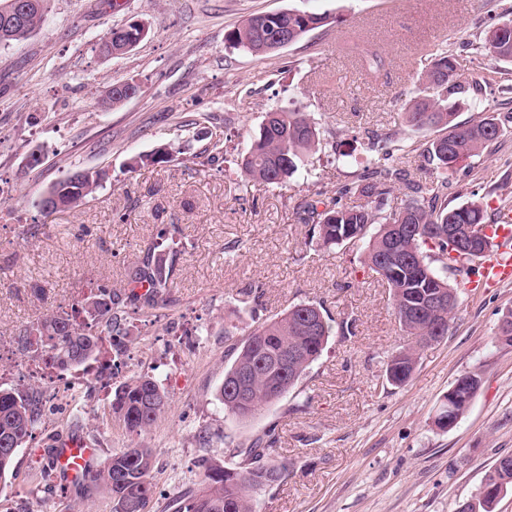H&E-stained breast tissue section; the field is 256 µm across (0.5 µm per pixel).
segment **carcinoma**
Returning <instances> with one entry per match:
<instances>
[{"instance_id":"obj_1","label":"carcinoma","mask_w":512,"mask_h":512,"mask_svg":"<svg viewBox=\"0 0 512 512\" xmlns=\"http://www.w3.org/2000/svg\"><path fill=\"white\" fill-rule=\"evenodd\" d=\"M28 10L21 23L0 28V46L27 39L39 30L46 17V0H22ZM288 32L301 40L312 30L327 24L325 13L288 9L279 12ZM252 16L225 33L228 47L245 50L255 56L276 53L273 42L261 36ZM137 27L129 23L108 33L114 57L130 52L131 36ZM477 55L490 54L512 63V18L499 20L483 30V37L471 44ZM131 86L116 81L108 88L101 105L115 109L129 100ZM469 88L461 81L460 63L446 48L431 53V61L419 77L416 94L404 112V121L415 130L442 127L446 133L433 138L426 149L427 161L446 172L465 159L479 155L484 148L507 133L495 116H487L470 125L455 123L456 112L448 105L452 96H466ZM322 148L320 126L309 112L271 110L266 113L259 135L240 157L238 167L245 179L277 187L288 180L307 158ZM104 173L76 168L50 186L39 206L46 214L71 210L94 196L103 187ZM448 182L436 180L423 184L402 175L394 166L392 155L382 153L381 162L357 180L332 190L306 195L295 206L300 223L313 226L318 244L323 248L353 245L362 254L364 265L378 274L391 290L398 322L409 337L388 362L387 380L401 386L409 381L419 352L432 345L429 336L448 335L449 321L457 307L458 291L468 283L458 273L468 276L475 269L465 268L471 257L461 253L448 240V225L467 224L478 239L475 251L486 253L492 243L483 229L490 221L481 201L470 199L448 207ZM400 191V205H391L395 191ZM359 197L363 202L348 204L344 199ZM397 246L407 254L420 256L396 268L386 264L387 255ZM177 254L150 246L143 257L128 267L123 288L98 284L90 290L92 303L78 302L71 311L53 313L24 331L17 338L18 350L34 354L60 368L80 367L98 360L104 342L102 334L90 331L101 326L109 336L127 334L124 321L134 314L144 322H154L159 310L172 303L170 288L174 283ZM433 296L443 300L429 310L426 303ZM322 315L323 323L312 328L309 317ZM332 319L321 304L301 302L282 313L267 317L244 332V339L231 347L233 360L224 367V382L219 401L224 412L240 422H250L264 409L278 403L300 384L332 336ZM242 370L251 372L250 397L245 401L227 392V387ZM479 387V378L467 374L454 385L451 408H443L435 425L443 429L448 421L459 419ZM42 397L36 390L19 391L0 388V483L7 482L16 450L32 437L41 417ZM167 395L149 374L119 384L112 398V413L126 429L140 434L149 430L166 410ZM275 438L254 439L236 448L241 461L235 467H223L204 458L201 461L205 485L175 500L173 512H256L258 496L279 484L287 476V467L275 463ZM486 474L482 486L497 482L512 486V455L498 459ZM150 448H126L113 453L104 466L90 476L102 484L112 498V512H152L154 499Z\"/></svg>"}]
</instances>
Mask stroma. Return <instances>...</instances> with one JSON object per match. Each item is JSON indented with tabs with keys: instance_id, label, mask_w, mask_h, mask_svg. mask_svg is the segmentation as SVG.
I'll return each mask as SVG.
<instances>
[{
	"instance_id": "1",
	"label": "stroma",
	"mask_w": 512,
	"mask_h": 512,
	"mask_svg": "<svg viewBox=\"0 0 512 512\" xmlns=\"http://www.w3.org/2000/svg\"><path fill=\"white\" fill-rule=\"evenodd\" d=\"M48 0L42 28L0 46V386L34 387L43 416L0 484V512H111L105 488L84 493L66 474L44 475L43 455L68 438L95 450L91 469L112 453L152 449L153 512L200 488L208 457L228 465L237 444L273 434L286 478L263 493L257 512H458L485 472L512 454V346L496 336L512 309V283L460 291L447 336L420 354L402 386L387 362L405 343L385 281L368 271L358 248H320L294 207L307 192L354 181L373 169L372 140L399 168L435 179L424 150L435 131L401 119L420 73L424 48L446 44L460 55L481 107L462 103L456 120L494 113L509 132L448 173V203L479 194L488 214L512 207V64L466 51L485 23L512 0ZM327 14V25L274 55L229 48L225 32L253 14L287 9ZM144 22L129 53L105 58L110 29ZM368 44L383 58L365 70L355 52ZM140 85L139 96L106 111L104 90ZM297 108L320 119L324 148L286 187H263L237 174L266 112ZM231 135L223 161L201 163L208 131ZM164 150L168 160L130 169L129 161ZM38 162H31V155ZM107 172L85 204L43 215L39 196L74 168ZM179 252L172 302L154 324L132 321L106 383L83 369H48L19 353L16 338L47 314L70 309L90 288H121L163 225ZM258 294L255 314L239 295ZM323 305L350 334L333 335L302 382L243 424L218 400L228 343L224 330L303 302ZM481 385L451 429L434 424L456 380ZM149 373L170 403L152 428L129 432L111 411L114 389Z\"/></svg>"
}]
</instances>
